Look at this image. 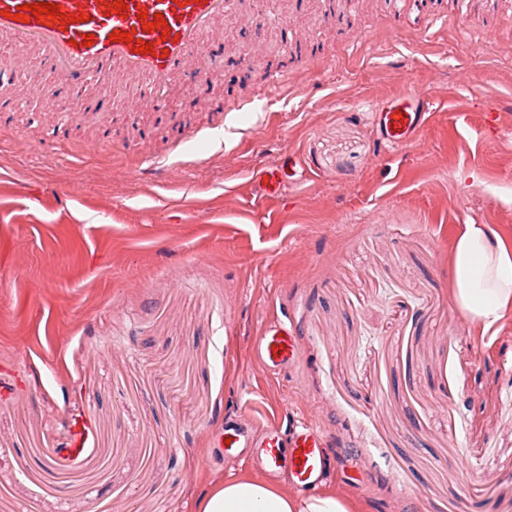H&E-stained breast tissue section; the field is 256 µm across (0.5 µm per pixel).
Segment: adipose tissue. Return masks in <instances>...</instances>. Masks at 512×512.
Listing matches in <instances>:
<instances>
[{"instance_id": "ef3b65f1", "label": "adipose tissue", "mask_w": 512, "mask_h": 512, "mask_svg": "<svg viewBox=\"0 0 512 512\" xmlns=\"http://www.w3.org/2000/svg\"><path fill=\"white\" fill-rule=\"evenodd\" d=\"M454 298L480 335H495L512 311V248L487 225H464L453 247ZM198 512H353L333 492L292 495L275 484L244 479L213 481Z\"/></svg>"}]
</instances>
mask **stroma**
<instances>
[{"label": "stroma", "mask_w": 512, "mask_h": 512, "mask_svg": "<svg viewBox=\"0 0 512 512\" xmlns=\"http://www.w3.org/2000/svg\"><path fill=\"white\" fill-rule=\"evenodd\" d=\"M248 2L247 82L182 79L61 141L39 52L0 89V512H196L210 476L260 473L222 455L225 418L301 415L360 512H512V316L469 331L451 273L461 225L512 242V0H337L340 27ZM413 90L426 125L382 149L374 107ZM282 315L300 358L273 375L252 345Z\"/></svg>", "instance_id": "35a3bbf8"}]
</instances>
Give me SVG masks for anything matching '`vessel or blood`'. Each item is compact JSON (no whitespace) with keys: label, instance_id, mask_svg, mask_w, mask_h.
Listing matches in <instances>:
<instances>
[{"label":"vessel or blood","instance_id":"vessel-or-blood-1","mask_svg":"<svg viewBox=\"0 0 512 512\" xmlns=\"http://www.w3.org/2000/svg\"><path fill=\"white\" fill-rule=\"evenodd\" d=\"M39 0H0V37H8L14 46L16 64L27 61L29 48H39L52 71L66 86L76 87L96 81L100 90H108L115 74L148 87L144 97L131 102L127 110L141 112L162 104L174 89L175 78L193 75L205 79L199 67L204 51L202 36L214 22L235 18L247 30L259 22L257 15L242 10L239 0H124L126 14L113 10V0H53L60 5L69 23L47 18H30L23 23L13 20L19 6ZM162 14L164 27L144 31L140 12ZM130 33V42H115L114 31ZM92 36L91 46H84L85 36ZM151 43L152 53L140 52V43ZM382 141L399 147L413 141L424 124L426 113L419 94L408 93L375 108ZM253 352L264 368L283 370L298 357L297 332L294 324L268 322L256 337ZM224 447L227 455L249 453L252 460L271 473L288 471L299 489L306 490L320 482L326 472L328 448L321 429L300 422L290 442L279 433L270 432L261 441H253L245 423L225 425Z\"/></svg>","mask_w":512,"mask_h":512}]
</instances>
